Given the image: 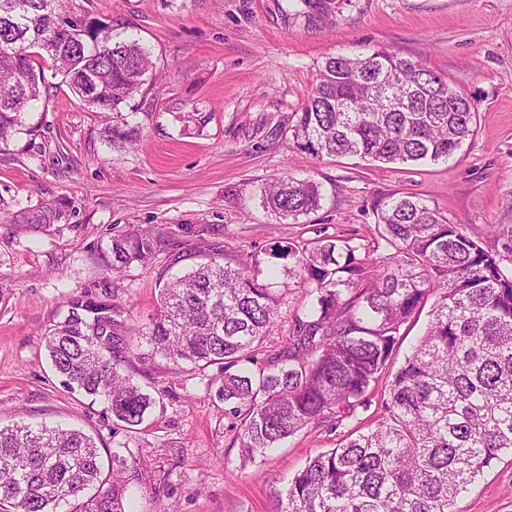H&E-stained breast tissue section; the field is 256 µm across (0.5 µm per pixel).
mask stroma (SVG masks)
<instances>
[{
  "label": "stroma",
  "mask_w": 512,
  "mask_h": 512,
  "mask_svg": "<svg viewBox=\"0 0 512 512\" xmlns=\"http://www.w3.org/2000/svg\"><path fill=\"white\" fill-rule=\"evenodd\" d=\"M60 16L111 27L151 53L159 76L139 103L140 142L113 152L104 115L64 84L26 116L34 134L0 148V199L10 211L57 201L63 217L41 232L0 223V426L19 420L91 436L102 473L112 455L128 466L133 512H274L275 493L310 459L352 429L381 418L383 384L340 429L304 430L261 462H243L239 423L217 393V367L174 364L141 347L134 379L155 404L138 429L113 423L100 401L70 391L47 356L44 335L70 297L113 289L130 322L145 325L172 272L214 251L231 263L273 262L279 241L325 233L384 255L373 205L424 198L512 272V0H341L338 26L315 31L296 0H56ZM384 47L423 60L478 107L477 129L448 161L384 164L317 159L292 148L288 121L307 100L327 57ZM291 176L317 182V211L279 219L259 190ZM164 234L153 264L113 272L112 238ZM260 358L287 347L310 301L290 286ZM454 512H512V454L462 492Z\"/></svg>",
  "instance_id": "1"
}]
</instances>
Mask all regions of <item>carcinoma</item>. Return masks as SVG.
I'll return each instance as SVG.
<instances>
[{
  "label": "carcinoma",
  "mask_w": 512,
  "mask_h": 512,
  "mask_svg": "<svg viewBox=\"0 0 512 512\" xmlns=\"http://www.w3.org/2000/svg\"><path fill=\"white\" fill-rule=\"evenodd\" d=\"M54 2L0 0V144L32 131L25 114L47 97L45 57L84 105L112 116L102 131L112 150L137 145L140 123L124 107L151 86L150 52L115 40L106 25L61 20ZM298 2L307 27L335 23L338 0ZM477 114L423 61L375 50L328 57L288 131L292 146L315 158L439 162L474 136ZM321 199L311 179L261 189L263 207L279 218L309 214ZM373 208L388 246L375 274L350 238L274 247L311 306L288 347L266 361L258 354L283 293L260 261L233 266L214 253L164 285L142 328L122 320L112 292L70 298L67 315L45 333L51 364L65 387L103 400L129 429L153 404L129 372L134 347L215 366L224 374L218 396L241 421V457L254 462L303 429H337L367 409L401 327L431 299L425 334L381 394L383 417L310 460L279 490L277 512H453L459 494L512 453V273L498 252L419 197L390 196ZM60 215L43 202L9 222L35 231ZM165 246L152 231L114 237L112 271L147 264ZM124 488L102 477L97 446L79 430L0 428V512H126Z\"/></svg>",
  "instance_id": "1"
}]
</instances>
